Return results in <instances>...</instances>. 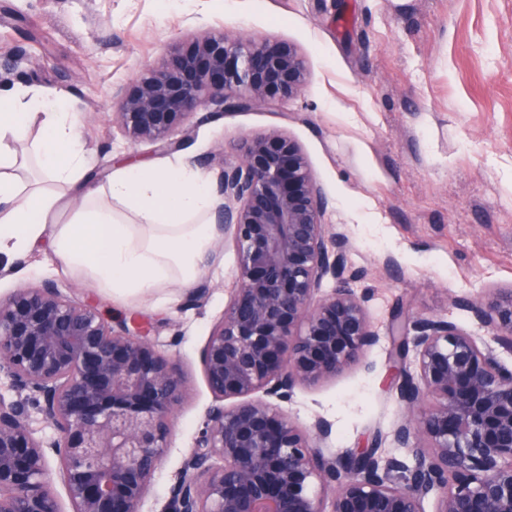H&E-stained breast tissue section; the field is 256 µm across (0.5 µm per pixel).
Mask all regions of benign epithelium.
<instances>
[{"label":"benign epithelium","mask_w":512,"mask_h":512,"mask_svg":"<svg viewBox=\"0 0 512 512\" xmlns=\"http://www.w3.org/2000/svg\"><path fill=\"white\" fill-rule=\"evenodd\" d=\"M306 63L292 44L220 32L173 47L118 97L112 121L130 139L176 148L197 112L273 104L298 94ZM219 228L239 274L224 318L200 352L213 400L160 512H512V370L445 318L394 321L395 360L415 352L396 385V441L414 459L378 456L382 439L327 458L321 417L306 428L280 403L332 379L380 339L344 238L326 235L325 198L301 147L273 129L223 164ZM337 286L322 291L325 279ZM456 303L512 348V289ZM149 329L107 321L55 282L0 297V512H62L47 481L55 464L71 512H140L186 394ZM58 431L35 436L30 408ZM331 499V510L324 508Z\"/></svg>","instance_id":"1"}]
</instances>
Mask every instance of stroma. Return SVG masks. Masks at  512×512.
Segmentation results:
<instances>
[{"instance_id": "1", "label": "stroma", "mask_w": 512, "mask_h": 512, "mask_svg": "<svg viewBox=\"0 0 512 512\" xmlns=\"http://www.w3.org/2000/svg\"><path fill=\"white\" fill-rule=\"evenodd\" d=\"M222 31L295 45L307 65L303 90L191 118L175 152L130 146L112 122L116 93L172 46ZM10 51L7 82L68 100L96 186L130 160L187 161L216 177L239 161L245 137L273 129L298 143L327 202L326 234L344 235L347 266L360 273L354 288L382 333L356 364L281 404L300 425L331 423L326 456L378 435L383 456L410 458L393 438L403 409L385 334L392 318H446L512 368V349L453 303L512 287V0H0V55ZM15 264L28 273L0 272V296L55 281L108 321L140 318L183 373L187 395L141 506L158 512L212 402L199 354L236 286L235 246L216 238L195 287L144 297L63 273L46 240ZM198 287L206 294L196 303Z\"/></svg>"}]
</instances>
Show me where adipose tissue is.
<instances>
[{"mask_svg": "<svg viewBox=\"0 0 512 512\" xmlns=\"http://www.w3.org/2000/svg\"><path fill=\"white\" fill-rule=\"evenodd\" d=\"M35 119L39 141L20 152L18 134ZM31 163L63 192L21 184L16 170ZM86 172L69 106L20 84L0 86V255L17 258L48 233L67 269L117 294L192 285L220 203L208 174L188 163L131 165L113 171L103 192L73 195Z\"/></svg>", "mask_w": 512, "mask_h": 512, "instance_id": "1", "label": "adipose tissue"}]
</instances>
